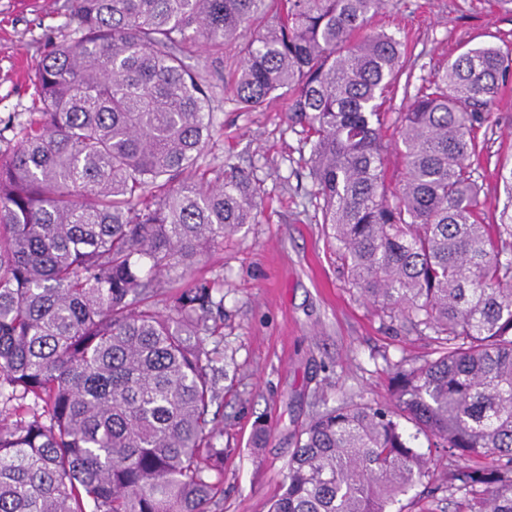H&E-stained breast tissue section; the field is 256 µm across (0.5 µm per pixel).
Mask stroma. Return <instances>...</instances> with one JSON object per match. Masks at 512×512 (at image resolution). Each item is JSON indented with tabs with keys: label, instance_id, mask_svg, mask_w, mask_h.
Returning a JSON list of instances; mask_svg holds the SVG:
<instances>
[{
	"label": "stroma",
	"instance_id": "obj_1",
	"mask_svg": "<svg viewBox=\"0 0 512 512\" xmlns=\"http://www.w3.org/2000/svg\"><path fill=\"white\" fill-rule=\"evenodd\" d=\"M72 0H0V139H14L9 119L37 109L35 70L66 33ZM402 32L412 47L415 78H428L461 51L512 43V5L501 0H389L371 21ZM212 138L202 173L225 162L249 171L262 212L257 223L226 237L204 261L207 279L223 284L220 380L224 427L222 512H268L282 490L294 436L314 415L345 401L387 404L401 368L436 356L433 338L389 317L352 288L306 192L309 147L280 103L242 111L233 95L212 103ZM484 151L474 166L483 184L485 223L505 199L497 160L512 156V85L489 125L478 132ZM268 424L265 442L255 440ZM492 458L439 467L403 497L402 512H457L448 493L458 469L488 467Z\"/></svg>",
	"mask_w": 512,
	"mask_h": 512
}]
</instances>
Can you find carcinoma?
<instances>
[{
	"label": "carcinoma",
	"instance_id": "carcinoma-1",
	"mask_svg": "<svg viewBox=\"0 0 512 512\" xmlns=\"http://www.w3.org/2000/svg\"><path fill=\"white\" fill-rule=\"evenodd\" d=\"M384 0H73L43 56L41 107L0 154V512H219L223 362L215 281L192 275L260 203L233 164L196 179L216 86L187 63L251 38L231 91L286 101L310 199L352 287L433 337L395 403L314 416L268 512H393L442 460L460 512H512V164L481 218L471 158L512 80V47L468 49L387 125L408 46L369 28ZM404 158L387 192L383 140ZM182 269L160 309L158 275ZM412 423L408 431L403 421ZM432 447L422 451L419 436Z\"/></svg>",
	"mask_w": 512,
	"mask_h": 512
}]
</instances>
